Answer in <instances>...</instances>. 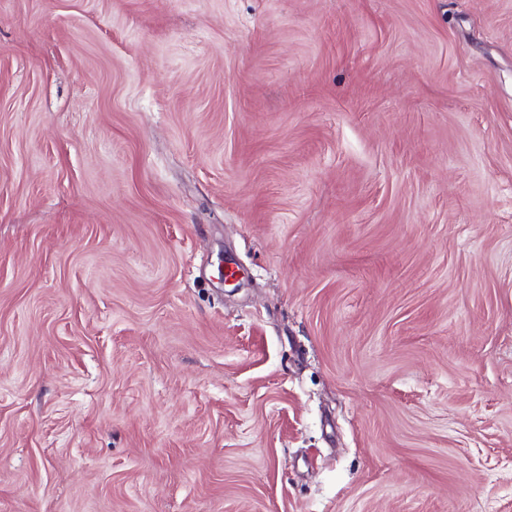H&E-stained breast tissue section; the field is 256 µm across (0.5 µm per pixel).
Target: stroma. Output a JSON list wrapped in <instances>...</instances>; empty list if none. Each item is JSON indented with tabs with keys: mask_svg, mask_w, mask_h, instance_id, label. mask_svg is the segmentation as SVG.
Masks as SVG:
<instances>
[{
	"mask_svg": "<svg viewBox=\"0 0 512 512\" xmlns=\"http://www.w3.org/2000/svg\"><path fill=\"white\" fill-rule=\"evenodd\" d=\"M0 512H512V0H0Z\"/></svg>",
	"mask_w": 512,
	"mask_h": 512,
	"instance_id": "stroma-1",
	"label": "stroma"
}]
</instances>
